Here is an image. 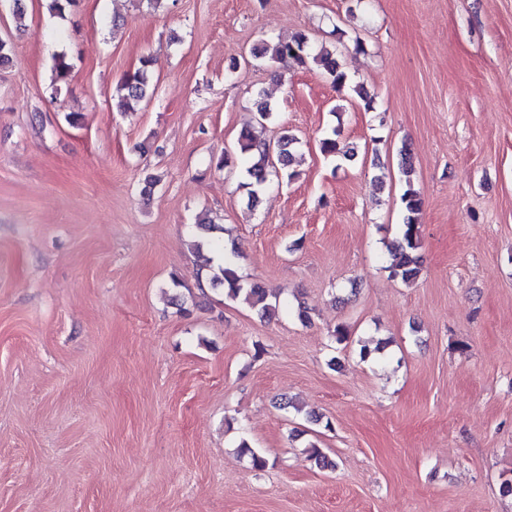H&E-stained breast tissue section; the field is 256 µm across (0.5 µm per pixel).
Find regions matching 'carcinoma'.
<instances>
[{"instance_id":"1","label":"carcinoma","mask_w":512,"mask_h":512,"mask_svg":"<svg viewBox=\"0 0 512 512\" xmlns=\"http://www.w3.org/2000/svg\"><path fill=\"white\" fill-rule=\"evenodd\" d=\"M249 64L255 62L271 68L290 69L293 67L307 68L311 65L322 70L331 81L334 88L341 91L349 85V79L336 60L335 52L326 48H317L305 32L294 34L287 41L265 43L250 50L249 57L244 59ZM155 58L147 55L140 60V65L127 73L113 96L114 106L119 112H135L140 102L154 94L152 72ZM72 66L67 56L56 54L53 57V87L57 88L66 83L71 75ZM255 121L264 126L277 119L276 107L261 94L254 98ZM340 130L333 128L320 139V150L327 157L343 156L347 159L354 156L353 149L341 143ZM295 137L288 131H282L281 136L272 144L259 139L252 134H244L239 139V151L245 157L242 170L244 182L242 187L247 189L248 201L254 203L259 193L265 188L271 177L281 181H292L297 176L294 171H288L292 162V146ZM405 207L403 224L399 225V240L392 251V260L388 266L392 277L404 283L415 281L421 272L422 225L418 216L422 210L423 201L414 189L411 180H406V189L402 195ZM209 268V281L213 286L223 287L224 294L235 301L242 302L257 311L262 317L275 313L273 300L277 294L256 284L246 283L238 274L235 265V251L224 254V262L216 263L213 259H205Z\"/></svg>"}]
</instances>
